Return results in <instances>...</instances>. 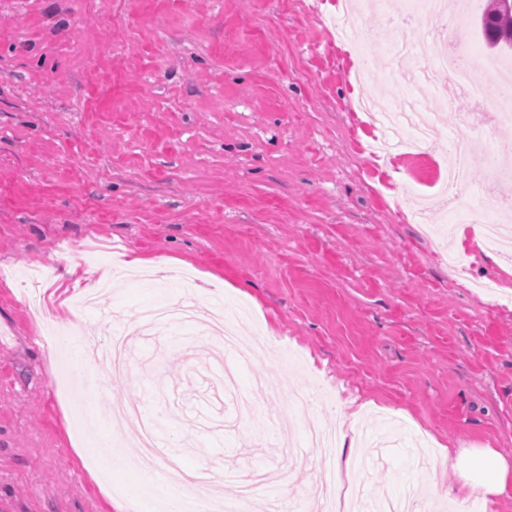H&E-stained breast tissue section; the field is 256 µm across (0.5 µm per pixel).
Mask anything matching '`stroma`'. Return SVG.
Masks as SVG:
<instances>
[{"label": "stroma", "mask_w": 512, "mask_h": 512, "mask_svg": "<svg viewBox=\"0 0 512 512\" xmlns=\"http://www.w3.org/2000/svg\"><path fill=\"white\" fill-rule=\"evenodd\" d=\"M337 0H0V512H158L127 468L95 458L122 436L109 412L78 430L85 403L156 413L188 467L237 477L282 464L295 486L280 512H376L384 500L457 479L441 449L493 448L512 460V255L444 237L484 232L441 211L415 224L448 171L446 143L476 106L461 96L429 137L373 155L358 98L394 112L438 109L431 86L391 76L360 0L350 27ZM167 262L148 285L133 257ZM69 259L87 279L47 282L30 309L26 276ZM191 273L192 292L177 288ZM202 311L241 304L249 358L225 395L211 364L151 331L130 351L134 377L80 367L56 344L62 325L109 340L158 303ZM303 403L283 410L281 394ZM340 432L336 455L310 427ZM331 464L340 496L318 473ZM362 474V498L348 493Z\"/></svg>", "instance_id": "35a3bbf8"}]
</instances>
